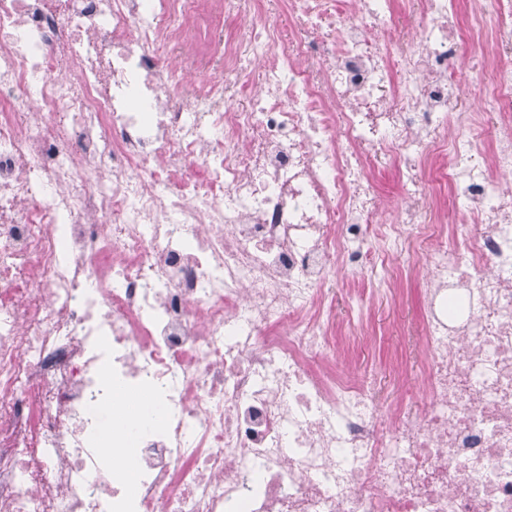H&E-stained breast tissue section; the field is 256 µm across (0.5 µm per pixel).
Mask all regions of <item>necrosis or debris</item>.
Here are the masks:
<instances>
[{
	"mask_svg": "<svg viewBox=\"0 0 512 512\" xmlns=\"http://www.w3.org/2000/svg\"><path fill=\"white\" fill-rule=\"evenodd\" d=\"M458 1L0 0V512H512V0ZM429 162L466 218L392 413L319 364L365 341L339 274L392 294Z\"/></svg>",
	"mask_w": 512,
	"mask_h": 512,
	"instance_id": "4bbe7bcc",
	"label": "necrosis or debris"
}]
</instances>
